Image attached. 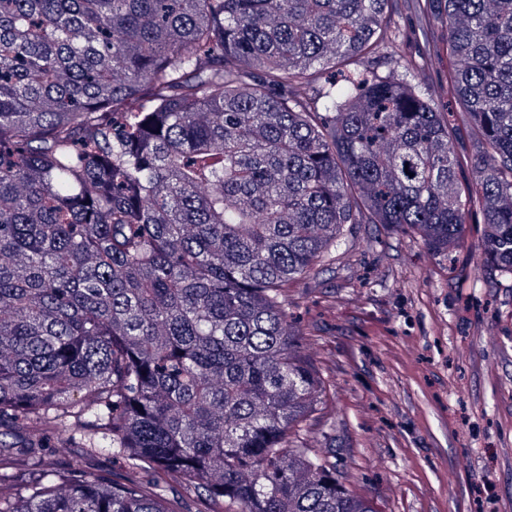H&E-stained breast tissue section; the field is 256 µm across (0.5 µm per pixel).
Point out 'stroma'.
Here are the masks:
<instances>
[{
    "instance_id": "stroma-1",
    "label": "stroma",
    "mask_w": 512,
    "mask_h": 512,
    "mask_svg": "<svg viewBox=\"0 0 512 512\" xmlns=\"http://www.w3.org/2000/svg\"><path fill=\"white\" fill-rule=\"evenodd\" d=\"M451 68L443 51L412 70L443 111ZM479 236L451 262L383 231L286 287L328 384L311 436L376 512H512V279L489 276Z\"/></svg>"
}]
</instances>
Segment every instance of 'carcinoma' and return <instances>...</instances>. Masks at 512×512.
I'll use <instances>...</instances> for the list:
<instances>
[{"label": "carcinoma", "mask_w": 512, "mask_h": 512, "mask_svg": "<svg viewBox=\"0 0 512 512\" xmlns=\"http://www.w3.org/2000/svg\"><path fill=\"white\" fill-rule=\"evenodd\" d=\"M394 0H0V512H375L314 447L326 382L284 286L371 225L512 274V0H409L448 99L351 65ZM307 93H297L300 88ZM52 447L49 448L55 458L61 463L62 466L68 467L72 465L74 467L81 468H96L100 465V461L95 459H83L77 456L74 452V448H64L66 445L58 443L56 440H52Z\"/></svg>", "instance_id": "cac0c4a2"}]
</instances>
